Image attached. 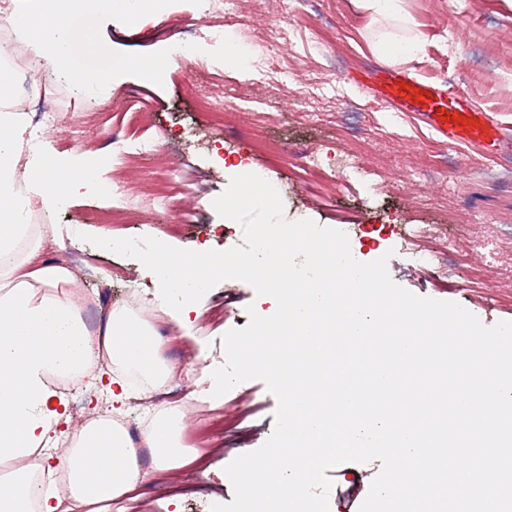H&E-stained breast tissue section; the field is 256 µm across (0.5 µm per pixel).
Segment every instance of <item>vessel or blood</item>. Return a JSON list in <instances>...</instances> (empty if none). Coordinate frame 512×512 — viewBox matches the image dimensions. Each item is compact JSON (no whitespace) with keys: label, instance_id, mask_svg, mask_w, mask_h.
Segmentation results:
<instances>
[{"label":"vessel or blood","instance_id":"1","mask_svg":"<svg viewBox=\"0 0 512 512\" xmlns=\"http://www.w3.org/2000/svg\"><path fill=\"white\" fill-rule=\"evenodd\" d=\"M355 79L374 87L390 99L396 111L419 115L432 134L448 146L475 144L487 157H494L503 135L501 123L490 113L477 111L467 93L454 91L435 81L410 76L402 71L382 68L359 71ZM421 93V100H414V93ZM460 114L468 117V124L442 121V114Z\"/></svg>","mask_w":512,"mask_h":512}]
</instances>
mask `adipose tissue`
I'll return each instance as SVG.
<instances>
[{
	"label": "adipose tissue",
	"mask_w": 512,
	"mask_h": 512,
	"mask_svg": "<svg viewBox=\"0 0 512 512\" xmlns=\"http://www.w3.org/2000/svg\"><path fill=\"white\" fill-rule=\"evenodd\" d=\"M12 4L9 20L43 66L68 63L88 81L80 27L45 19L29 0ZM28 128L24 113L0 112V458L12 460L29 456L65 419L48 407L56 393L47 374L75 380L92 375L97 362L116 361L156 386L172 372L159 357L161 336L125 310H110L104 331L91 333L70 271L44 259L49 227L29 223V214L36 205L48 212L64 203L72 169L48 163L41 152L20 163ZM183 419L180 412L158 414L137 442L108 418L67 431L61 464L68 483L64 492L44 496L39 512H98V504L128 495L147 476L139 462L143 448L156 470L190 463L191 454L177 445Z\"/></svg>",
	"instance_id": "1"
}]
</instances>
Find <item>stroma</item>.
Listing matches in <instances>:
<instances>
[{"label": "stroma", "mask_w": 512, "mask_h": 512, "mask_svg": "<svg viewBox=\"0 0 512 512\" xmlns=\"http://www.w3.org/2000/svg\"><path fill=\"white\" fill-rule=\"evenodd\" d=\"M415 19L411 34L425 40L422 59L404 63L416 76H428L467 92L481 110L512 124V12L503 0H405ZM206 0H168L164 8L142 0L139 20L127 28L117 19V0H99L93 9L91 40L105 57H145L157 61L160 74L142 84L136 71L112 75L102 69L92 86L76 82L69 68L38 74L29 47H22L10 70L14 96L1 108L36 116L60 113L47 132L50 159L78 169H95L105 190L81 187L53 211L63 250H47L50 260L65 258L82 294L91 297L82 317L95 330L109 310L136 311L153 303L159 284L152 272L131 257L94 247L82 234L100 235L103 216L116 211V238L151 236L183 249L226 250L241 244L243 229L220 216L213 201L240 171H258L272 185L288 191L284 216L307 218L326 227L349 225L355 258L371 262L388 256L392 280L410 292L458 303L487 326L512 321V135H507L495 160L481 157L478 147H448L432 136L417 115H395L389 103L373 98L347 82L348 73L375 64L369 43L393 25H368L352 0H237L224 24L228 37L268 39L272 16L282 33L268 57V67L289 73L278 85L224 61L222 44L209 38ZM455 15L477 33L468 49L454 48ZM332 32V44L322 36ZM195 50L188 61L172 59L174 44ZM495 81L485 83L484 73ZM41 79L43 94L25 97L28 81ZM207 96L224 104L221 120L199 111L197 99ZM152 109L151 123H135L132 112ZM155 142L153 151L122 160L125 138ZM361 152L358 164L325 169L321 178L308 174L309 153ZM189 169L199 177L197 193L172 187L158 196L170 168ZM416 224L420 238L405 242L401 225ZM484 241V248L457 261V270L442 275L424 262L429 252L448 248L449 234ZM481 269L484 284L471 283L467 271ZM263 316L274 313L275 301L256 296L251 285L228 279L212 288L193 315V338L162 312L149 317L166 344L164 358L173 366L164 390L181 394L179 406L187 425L211 418L224 425L208 442L206 464L196 462L172 473H150L137 497L104 503L103 512H165L176 499L179 512H210L213 502L233 499L225 466L237 455L259 448L274 427L277 399L259 380L240 383L225 393L218 408L204 396L210 383L206 368L226 361L223 335L249 322L247 306ZM124 375L130 390L120 411H113L105 383L86 378L67 386L55 382L72 422L88 416L113 417L139 432L157 412L154 391L141 387L132 371ZM380 461L344 463L328 470L334 481L330 512H357Z\"/></svg>", "instance_id": "1"}]
</instances>
